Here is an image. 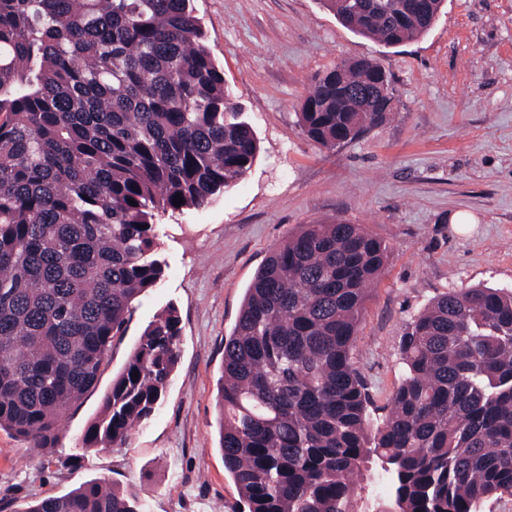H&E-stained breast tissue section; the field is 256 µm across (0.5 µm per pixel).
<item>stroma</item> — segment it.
<instances>
[{
    "label": "stroma",
    "mask_w": 512,
    "mask_h": 512,
    "mask_svg": "<svg viewBox=\"0 0 512 512\" xmlns=\"http://www.w3.org/2000/svg\"><path fill=\"white\" fill-rule=\"evenodd\" d=\"M211 57L259 150L247 174L198 209L158 214V287L141 294L97 388L66 410L52 457L0 430V512L104 478L144 512H238L218 446L224 341L270 252L305 224L364 225L390 246L351 356L380 422L401 379L400 339L433 298L512 291V0H446L432 28L385 46L340 25L321 0H194ZM372 58L395 109L328 150L298 118L317 75ZM180 356L162 405L125 441H75L98 416L144 328L167 306Z\"/></svg>",
    "instance_id": "1"
}]
</instances>
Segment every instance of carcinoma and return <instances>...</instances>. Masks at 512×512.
<instances>
[{
	"instance_id": "cac0c4a2",
	"label": "carcinoma",
	"mask_w": 512,
	"mask_h": 512,
	"mask_svg": "<svg viewBox=\"0 0 512 512\" xmlns=\"http://www.w3.org/2000/svg\"><path fill=\"white\" fill-rule=\"evenodd\" d=\"M322 3L396 46L443 0ZM381 72L361 58L315 78L307 136L331 150L384 122L395 93ZM238 114L192 0H0V429L53 452L60 415L96 389L134 301L163 277L151 209L204 207L251 169L257 140ZM388 254L360 224H306L247 288L220 379V448L243 512H355L353 478L374 461L393 479L385 512L512 496V293L467 288L414 317L368 432L351 350ZM180 336L173 307L147 325L81 447H112L153 417ZM23 512L142 504L93 479Z\"/></svg>"
}]
</instances>
